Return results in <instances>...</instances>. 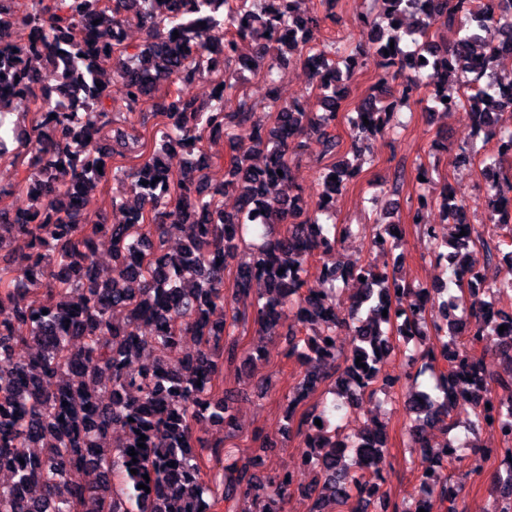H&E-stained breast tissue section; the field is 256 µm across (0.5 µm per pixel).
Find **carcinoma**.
Here are the masks:
<instances>
[{
  "mask_svg": "<svg viewBox=\"0 0 512 512\" xmlns=\"http://www.w3.org/2000/svg\"><path fill=\"white\" fill-rule=\"evenodd\" d=\"M133 21L147 40L129 56L114 32ZM358 21L370 26L381 73L370 96L346 114L354 152L371 151L372 137L423 86L432 88L433 110L448 107L453 81L473 86L461 104L471 125L512 144V128L500 125L503 113L512 114V75L505 80L494 73L498 40L512 30V0H369ZM321 23L300 15L297 0H0V160L22 159L27 177L17 190L32 200L26 210L0 208V473L9 475L0 483V512H209L207 494L224 501L228 512H284L295 477L266 470L268 438L255 435L258 447L227 467L215 491L201 476L196 452L224 453V444L194 433L205 413L224 425L226 436L238 432L235 392L220 388L219 378L224 363L252 362L264 353L259 344L242 349L234 335L248 317L259 340L278 338L283 355L304 366L288 392V420L322 381L334 382L331 404L307 409L297 421L302 457L315 471L310 512H328L331 503L335 512H419L420 503L432 500L445 512H464L463 484L449 482L444 471L465 455L454 437L442 448L425 438L433 427L457 428L453 413L463 407L473 416L470 429H494L502 438L506 456L494 476L493 512H512V312L495 307L496 298L512 295V236L494 232L512 214V179L502 173L506 155L498 151L481 161L495 178L480 224L467 220V204L446 188L436 197L417 196L411 220L451 271L444 285L412 287L370 263L329 261L350 233V225L336 224L334 206L353 171L340 162L326 167L310 211L288 156L300 153L311 134L323 155H336L343 71L355 69L361 54L346 56L342 69L329 59L336 53L331 44L304 54ZM446 23L458 29L450 46L435 37ZM21 30L28 31L24 46L15 42ZM244 41L255 44L254 54L240 56ZM218 47L223 89L200 103L188 87ZM102 53L118 59L113 75L125 88L119 103L99 82ZM295 55L310 69L316 108L278 97L279 74ZM423 57L428 61L416 63ZM33 59L59 71L61 100L37 92ZM245 71L264 72L272 122L257 119L243 94L234 111H224V95L237 94ZM397 77L398 89L391 83ZM163 83L175 87L173 99L159 95ZM14 91L34 103L30 122L18 124V138L6 124ZM145 103L161 117L159 140L132 165L114 162L138 136L109 134L112 115L134 114ZM246 125L243 138L237 130ZM220 145L231 155L217 187L207 161ZM182 148L190 159L175 175L163 156ZM257 153L266 156L262 167L252 164ZM111 178L131 181L130 198H112L123 223H86L85 198ZM155 179L158 193L149 185ZM230 186L241 187L232 212L223 201ZM436 204L467 235L439 241L436 228L423 223ZM394 230L388 224L385 233H375L372 247L392 250ZM102 236L111 245L107 267L96 247ZM172 236L181 246L167 251ZM18 237L27 240L24 252L7 248ZM316 256L330 288L305 292L306 266ZM233 263L235 289L228 298L224 270ZM256 281L265 292L254 297ZM342 285L353 287L345 308L336 303ZM286 308L294 311L290 325L282 322ZM502 325L507 330L499 331ZM342 329L354 342L344 357L337 348ZM430 334L437 343L407 364L415 382L428 371L434 377L406 398L414 415L417 497L397 502L366 479L370 467L380 473L386 422L342 433L330 418L349 417L365 395L387 391L393 381L381 375V364L397 341ZM491 336L497 339L494 368L486 363ZM188 339L190 352L184 351ZM21 345L29 348L23 358L17 356ZM358 357L366 367L356 365ZM80 471L94 481L75 480ZM144 483L150 492L138 488Z\"/></svg>",
  "mask_w": 512,
  "mask_h": 512,
  "instance_id": "cac0c4a2",
  "label": "carcinoma"
}]
</instances>
